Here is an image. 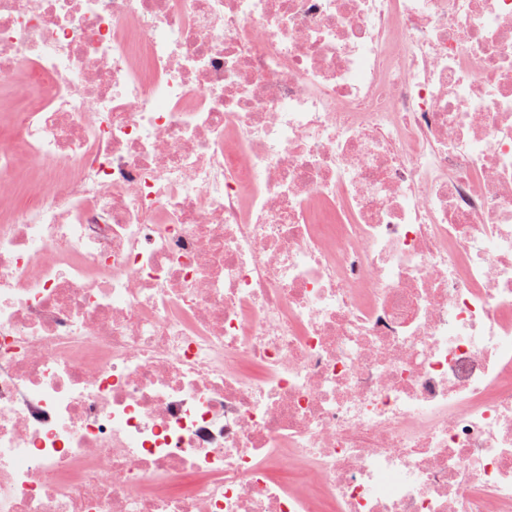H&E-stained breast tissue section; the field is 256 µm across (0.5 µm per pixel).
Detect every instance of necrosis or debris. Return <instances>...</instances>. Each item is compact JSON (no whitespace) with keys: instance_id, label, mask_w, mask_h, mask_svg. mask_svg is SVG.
Segmentation results:
<instances>
[{"instance_id":"1","label":"necrosis or debris","mask_w":512,"mask_h":512,"mask_svg":"<svg viewBox=\"0 0 512 512\" xmlns=\"http://www.w3.org/2000/svg\"><path fill=\"white\" fill-rule=\"evenodd\" d=\"M0 512H512V0H0Z\"/></svg>"}]
</instances>
